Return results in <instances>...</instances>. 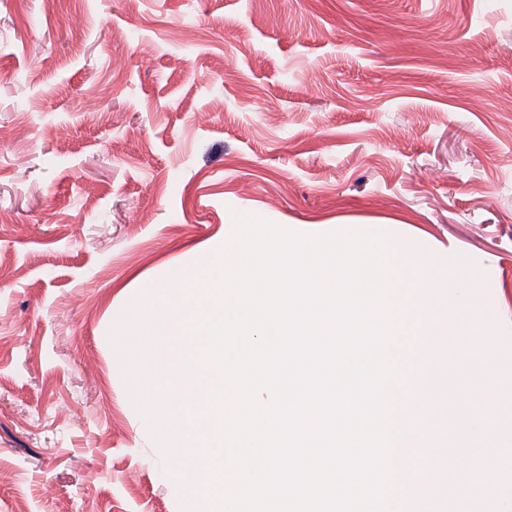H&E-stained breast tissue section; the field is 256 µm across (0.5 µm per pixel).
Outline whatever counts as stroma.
Here are the masks:
<instances>
[{"mask_svg":"<svg viewBox=\"0 0 512 512\" xmlns=\"http://www.w3.org/2000/svg\"><path fill=\"white\" fill-rule=\"evenodd\" d=\"M508 154L512 0H0V512H185L109 332L235 210L470 257L499 350Z\"/></svg>","mask_w":512,"mask_h":512,"instance_id":"obj_1","label":"stroma"}]
</instances>
